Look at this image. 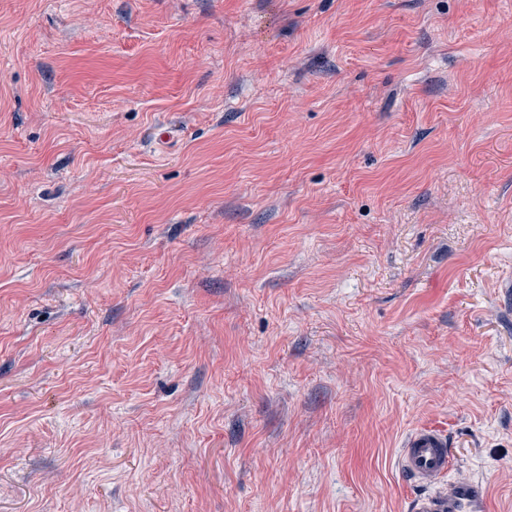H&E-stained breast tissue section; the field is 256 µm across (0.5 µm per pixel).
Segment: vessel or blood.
<instances>
[{
  "label": "vessel or blood",
  "mask_w": 512,
  "mask_h": 512,
  "mask_svg": "<svg viewBox=\"0 0 512 512\" xmlns=\"http://www.w3.org/2000/svg\"><path fill=\"white\" fill-rule=\"evenodd\" d=\"M399 468L420 488L410 512H492L485 483L457 475L446 435L433 428L412 432L398 456Z\"/></svg>",
  "instance_id": "vessel-or-blood-1"
}]
</instances>
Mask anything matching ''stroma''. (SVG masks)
<instances>
[{
  "label": "stroma",
  "mask_w": 512,
  "mask_h": 512,
  "mask_svg": "<svg viewBox=\"0 0 512 512\" xmlns=\"http://www.w3.org/2000/svg\"><path fill=\"white\" fill-rule=\"evenodd\" d=\"M512 512V0H0V512ZM448 438L433 428L412 432L400 448L399 468L421 491L410 512H491L486 484L469 476L452 477L454 462Z\"/></svg>",
  "instance_id": "obj_1"
}]
</instances>
